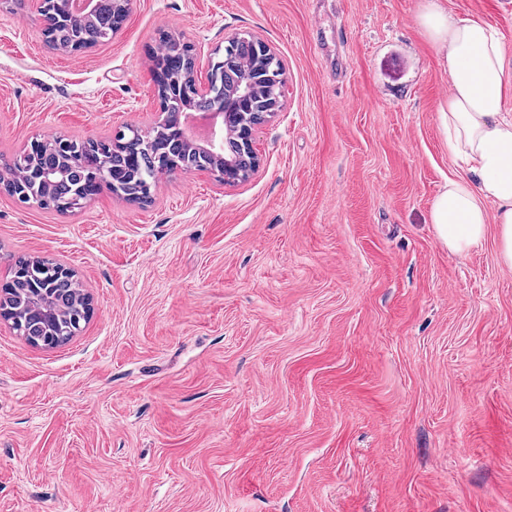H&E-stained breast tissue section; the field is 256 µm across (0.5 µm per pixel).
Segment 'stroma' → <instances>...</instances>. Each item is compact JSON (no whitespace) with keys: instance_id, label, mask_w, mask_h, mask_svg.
I'll return each instance as SVG.
<instances>
[{"instance_id":"1","label":"stroma","mask_w":512,"mask_h":512,"mask_svg":"<svg viewBox=\"0 0 512 512\" xmlns=\"http://www.w3.org/2000/svg\"><path fill=\"white\" fill-rule=\"evenodd\" d=\"M443 2L512 63V0ZM425 3L131 0L67 54L0 0L7 155L149 127L164 33L202 75L252 36L286 86L246 182L176 171L67 215L0 190V279L51 257L94 302L53 349L0 319V512H512V270L430 222L460 168Z\"/></svg>"}]
</instances>
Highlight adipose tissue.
<instances>
[{"instance_id":"adipose-tissue-1","label":"adipose tissue","mask_w":512,"mask_h":512,"mask_svg":"<svg viewBox=\"0 0 512 512\" xmlns=\"http://www.w3.org/2000/svg\"><path fill=\"white\" fill-rule=\"evenodd\" d=\"M419 21L448 66L441 117L448 153L463 168L434 199L430 222L458 256L495 232L498 260L512 269V71L489 25L448 14L441 0H429Z\"/></svg>"}]
</instances>
